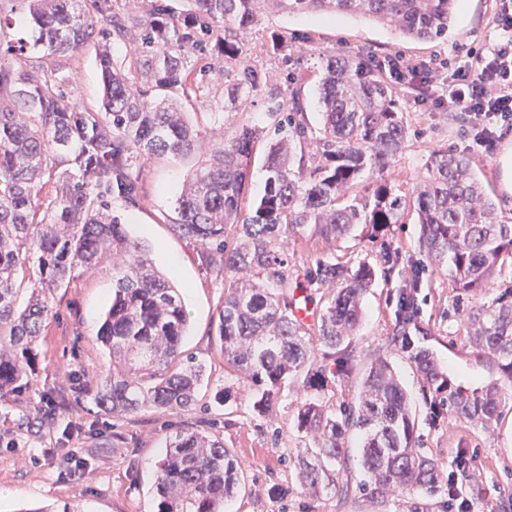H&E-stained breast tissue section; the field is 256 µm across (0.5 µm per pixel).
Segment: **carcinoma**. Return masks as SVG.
<instances>
[{"label":"carcinoma","mask_w":512,"mask_h":512,"mask_svg":"<svg viewBox=\"0 0 512 512\" xmlns=\"http://www.w3.org/2000/svg\"><path fill=\"white\" fill-rule=\"evenodd\" d=\"M35 29L29 58L8 48L0 57V394L25 385L33 348L56 313L57 291L75 272L112 261V302L98 330L112 370L95 391L107 414L181 409L196 400L206 365L183 362L180 345L188 313L180 288L159 269L144 244L131 239L108 198L141 200L137 159L202 150L196 127L167 89L183 83V69L208 40L224 56H238L237 33L256 27L267 11L358 15L394 26L417 41L448 36L456 0H191L176 15L163 4L140 19L129 66L112 63V37L128 31L112 0H14ZM95 47L102 97L96 110L73 103L51 79L62 62ZM323 124L318 139L327 164L307 169L306 125L296 95L276 109L288 134L270 143L263 194H248L255 129L222 136L206 162L188 174L177 198L174 230L205 247L204 265L224 282L219 336L224 369L256 391L267 411L282 383L293 378L312 397L296 415L314 447L296 463L303 485L317 493L350 496L349 483L329 470L347 467L344 439L363 436L360 457L370 499L391 493H434L444 481L435 459L420 448L415 410L392 365L383 358L364 370L352 400L332 413L313 396L348 376L359 354L355 339L362 298L375 282L367 262L354 272L329 258L316 260L308 286L291 284L288 259L277 249L307 224L326 241L365 226L376 234L406 210L420 226L422 265H446L462 294L512 269V224L498 220L497 204L469 158L453 150L431 153L411 191L394 192L384 179L371 194L354 192L366 168L384 169L402 150L409 127L389 83L345 54L325 56L318 80ZM325 289L316 299L313 292ZM320 302L316 323L299 316L300 303ZM469 344L512 381V272L487 305L467 316ZM427 331L414 322L411 293L400 295L391 343L410 353L430 414L490 431L512 392L497 382L458 384L433 351L420 345ZM315 337L322 355L310 343ZM244 484V473L224 442L197 431L166 440L156 472L157 512H223Z\"/></svg>","instance_id":"carcinoma-1"}]
</instances>
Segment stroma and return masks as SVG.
I'll return each instance as SVG.
<instances>
[{
    "mask_svg": "<svg viewBox=\"0 0 512 512\" xmlns=\"http://www.w3.org/2000/svg\"><path fill=\"white\" fill-rule=\"evenodd\" d=\"M493 8V0H467L458 8L447 37L436 42L405 39L361 16L270 13L240 35L239 59H227L203 43L209 72L200 73L195 62H188L186 88L174 96L203 139L219 131L229 139L245 126L259 130L249 168L250 192L257 196L267 177L263 164L274 130L271 108L298 91L307 126L314 131L320 127L318 76L323 55L338 50L365 60L398 55L412 63L438 56L455 65L461 45L477 46L492 37ZM247 69L254 76L249 87L243 80ZM59 76L72 102L99 107L100 71L93 50L64 63ZM392 89L410 135L384 171L363 174L358 192L369 191L382 179L407 191L433 150L447 147L469 157L488 192L501 198L499 158L502 150L512 148V133L499 140L493 153L469 149L463 115L425 109L400 84ZM205 159L199 152L141 162L140 203L112 199V209L125 220L128 234L144 241L154 264L184 290L190 324L181 352L207 367L195 404L186 409H146L126 417L100 409L93 394L110 359L96 332L112 298V264L78 270L33 349V380L25 389L0 396V512H35L43 506L52 512H157L154 480L165 442L187 430L223 440L244 472L245 485L225 502L224 512H412L418 503L428 512H448V493L443 489L411 499L390 495L380 504L357 492L342 502L337 495L314 494L301 485L294 457L311 447L312 439L295 427L297 406L305 398L300 385L291 382L283 387L268 413L254 409L251 387L224 370L218 332L224 287L202 265L199 246L172 229L180 179ZM418 235L419 226L408 215L374 239L361 233L327 242L304 226L289 233L282 247L293 281L304 278L320 257L336 259L352 270L363 260L374 267L376 281L365 296L356 339L361 364L377 357L393 364L416 410L422 450L446 474L459 460H475L464 499L475 503L478 512H503L501 491L512 485V409L502 408L490 435L445 415L430 418L413 363L389 341L398 289L410 276V262L419 258ZM497 290L498 283L492 280L481 292L461 296L447 268L429 267L421 275L418 319L431 332L425 344L467 387L500 377L496 365L466 340L468 311L490 302Z\"/></svg>",
    "mask_w": 512,
    "mask_h": 512,
    "instance_id": "obj_1",
    "label": "stroma"
}]
</instances>
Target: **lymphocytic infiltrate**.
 I'll return each instance as SVG.
<instances>
[{"label": "lymphocytic infiltrate", "mask_w": 512, "mask_h": 512, "mask_svg": "<svg viewBox=\"0 0 512 512\" xmlns=\"http://www.w3.org/2000/svg\"><path fill=\"white\" fill-rule=\"evenodd\" d=\"M491 26L493 38L467 50L453 72L441 59L388 63L397 79L419 83L423 96L466 115L472 146L484 151L492 150L498 131L512 129V0H498Z\"/></svg>", "instance_id": "f902f5d3"}]
</instances>
